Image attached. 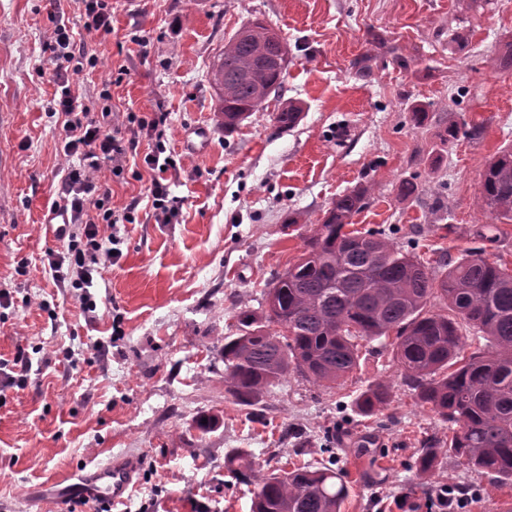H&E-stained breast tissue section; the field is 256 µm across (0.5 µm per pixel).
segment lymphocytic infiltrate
<instances>
[{
	"mask_svg": "<svg viewBox=\"0 0 512 512\" xmlns=\"http://www.w3.org/2000/svg\"><path fill=\"white\" fill-rule=\"evenodd\" d=\"M53 109L63 118V153L70 163L49 210L53 213L62 210L68 216L67 224L56 234L57 240L66 242L67 247L60 251L47 250L46 259L57 286L80 290L83 309L91 313L97 308L90 293L95 275L106 263L119 259L112 251L120 243L119 236H102L99 226L132 224L138 217V203L134 200L119 212L109 208L112 187L96 181L94 174L106 162L114 177L123 175L129 155L137 148L132 131L143 132L155 142L151 153L144 158L151 172L149 194L155 219L169 224L182 214L181 198L171 195L169 190L176 163L164 154L168 115L154 112L140 116L129 112L122 121H113L111 106L93 111L73 94L66 80L61 83Z\"/></svg>",
	"mask_w": 512,
	"mask_h": 512,
	"instance_id": "f902f5d3",
	"label": "lymphocytic infiltrate"
}]
</instances>
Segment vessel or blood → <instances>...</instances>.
Here are the masks:
<instances>
[{
  "label": "vessel or blood",
  "instance_id": "obj_1",
  "mask_svg": "<svg viewBox=\"0 0 512 512\" xmlns=\"http://www.w3.org/2000/svg\"><path fill=\"white\" fill-rule=\"evenodd\" d=\"M133 463L109 461L83 469L61 481L56 490L58 501L68 498H97L117 506L123 504L131 488Z\"/></svg>",
  "mask_w": 512,
  "mask_h": 512
}]
</instances>
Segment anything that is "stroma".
Segmentation results:
<instances>
[{
	"label": "stroma",
	"instance_id": "35a3bbf8",
	"mask_svg": "<svg viewBox=\"0 0 512 512\" xmlns=\"http://www.w3.org/2000/svg\"><path fill=\"white\" fill-rule=\"evenodd\" d=\"M54 7L97 59L72 78L79 99L168 113L171 193L184 201L178 221L156 223L148 137L123 178L101 166L110 208L140 204L135 223L118 227L121 259L91 290L92 317L42 262L61 246L47 204L68 164L50 113L64 63L44 51ZM83 12L81 0H0V289L12 296L0 308V359L32 361L24 382L0 391V512H56L57 481L119 455L137 463L126 512H251V486L229 475L232 448L247 450L259 475L335 460L349 489L340 512H427L444 484L471 495L469 512L512 495L445 453L420 478L422 440L448 432L380 341L361 344L343 386L291 374L252 412L225 396L221 354L238 313L258 308L346 191L368 192L354 229L384 231L428 262L458 256L492 223L481 171L512 146V66L500 63L512 0H140L134 12L112 0L106 36L84 30ZM257 17L288 43L283 91L228 131L209 71ZM288 101L302 119L281 131L274 115ZM418 107L428 112L420 127ZM190 130L205 132L202 152L185 146ZM405 181L416 194L400 193ZM377 380L390 383V404L356 414L355 397ZM202 413L218 416L215 431L194 428Z\"/></svg>",
	"mask_w": 512,
	"mask_h": 512
}]
</instances>
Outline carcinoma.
<instances>
[{
	"label": "carcinoma",
	"mask_w": 512,
	"mask_h": 512,
	"mask_svg": "<svg viewBox=\"0 0 512 512\" xmlns=\"http://www.w3.org/2000/svg\"><path fill=\"white\" fill-rule=\"evenodd\" d=\"M255 19L224 45V128L259 110L282 90L288 44L266 35ZM302 108L276 113L280 130H292ZM481 197L495 218L512 222V147L481 174ZM368 205L366 190L336 198L306 238L299 260L276 276L262 312L243 310L236 332L224 337V384L233 401L257 407L265 390L294 373L332 385L359 367L356 340H383L417 402L448 424V452L499 484L512 482V270L490 259L497 230H474L480 246L429 267L375 230L348 231L349 219ZM448 312L428 309L431 300ZM279 330L272 332L270 325ZM484 344L468 351L471 344ZM390 401V386L374 381L356 397L355 411L370 416ZM440 440L423 441L419 475L439 464ZM236 479L255 484L251 512H340L348 487L323 464L253 473L247 451Z\"/></svg>",
	"instance_id": "cac0c4a2"
}]
</instances>
